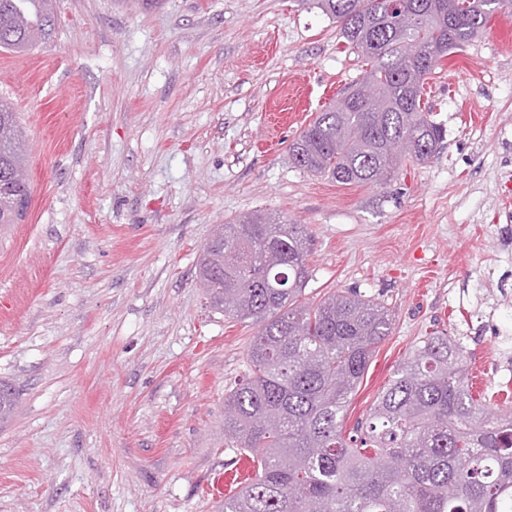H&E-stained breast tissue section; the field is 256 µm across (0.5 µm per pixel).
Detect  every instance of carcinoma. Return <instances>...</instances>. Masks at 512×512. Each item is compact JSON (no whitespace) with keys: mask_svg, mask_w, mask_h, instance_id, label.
Wrapping results in <instances>:
<instances>
[{"mask_svg":"<svg viewBox=\"0 0 512 512\" xmlns=\"http://www.w3.org/2000/svg\"><path fill=\"white\" fill-rule=\"evenodd\" d=\"M371 69L289 145L291 163L343 185L382 187L434 156L444 132L421 107L427 76L486 28L499 0H312ZM52 0H0V48L24 53L54 26ZM417 42L412 59L403 43ZM406 140L392 156L387 143ZM16 113L0 100V227L28 206ZM310 239L253 212L207 243L198 277L209 305L249 320V373L224 398V436L254 469L222 512H512V412L468 381V352L434 332L396 367L354 433L351 397L392 326L375 297L302 300ZM16 404L0 381V422Z\"/></svg>","mask_w":512,"mask_h":512,"instance_id":"1","label":"carcinoma"}]
</instances>
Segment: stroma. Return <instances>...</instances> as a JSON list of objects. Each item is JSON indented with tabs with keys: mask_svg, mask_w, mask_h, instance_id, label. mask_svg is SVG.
I'll return each mask as SVG.
<instances>
[{
	"mask_svg": "<svg viewBox=\"0 0 512 512\" xmlns=\"http://www.w3.org/2000/svg\"><path fill=\"white\" fill-rule=\"evenodd\" d=\"M368 68L298 0H57L46 44L0 49L31 185L0 228V512H219L213 479L241 458L224 397L257 327L209 306L198 259L257 210L307 226V301L392 312L346 428L435 330L512 409L492 370L512 364V8L426 80L436 156L382 188L295 167L293 137Z\"/></svg>",
	"mask_w": 512,
	"mask_h": 512,
	"instance_id": "stroma-1",
	"label": "stroma"
}]
</instances>
